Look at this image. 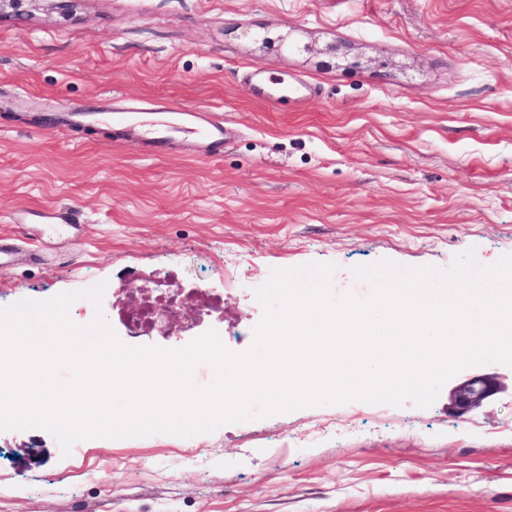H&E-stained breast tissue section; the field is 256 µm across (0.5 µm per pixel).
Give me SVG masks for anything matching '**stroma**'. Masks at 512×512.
I'll use <instances>...</instances> for the list:
<instances>
[{
	"label": "stroma",
	"mask_w": 512,
	"mask_h": 512,
	"mask_svg": "<svg viewBox=\"0 0 512 512\" xmlns=\"http://www.w3.org/2000/svg\"><path fill=\"white\" fill-rule=\"evenodd\" d=\"M251 76L296 95L255 100ZM115 101L218 112L235 136L213 157L43 121ZM53 206L79 229L15 221ZM1 241L20 253L0 307L103 281L78 323L164 349L213 329L234 353L272 269L333 263L331 295L366 298L353 266L493 263L512 253V0H33L0 19ZM164 274L223 308L130 337L126 289ZM473 374L504 389L455 416ZM77 446L0 432V512H512V367L464 368L425 409L318 404Z\"/></svg>",
	"instance_id": "obj_1"
}]
</instances>
